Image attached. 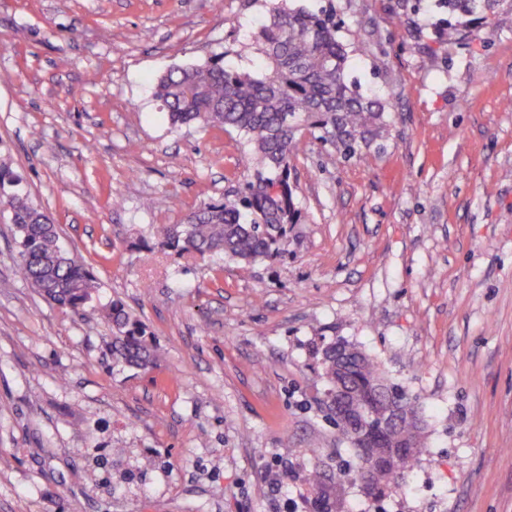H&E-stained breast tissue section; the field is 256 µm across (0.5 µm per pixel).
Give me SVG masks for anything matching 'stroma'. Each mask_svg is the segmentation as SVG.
Listing matches in <instances>:
<instances>
[{"mask_svg":"<svg viewBox=\"0 0 512 512\" xmlns=\"http://www.w3.org/2000/svg\"><path fill=\"white\" fill-rule=\"evenodd\" d=\"M273 4L0 0V162L100 284L50 303L0 219V512H512V7L451 47L438 0H333L351 78L388 103L384 151L304 134L275 258L133 247L250 175L243 135L172 128L155 83L219 53L262 71L241 45ZM116 297L153 367L113 363ZM337 339L420 403L405 493L340 472L314 355Z\"/></svg>","mask_w":512,"mask_h":512,"instance_id":"obj_1","label":"stroma"}]
</instances>
